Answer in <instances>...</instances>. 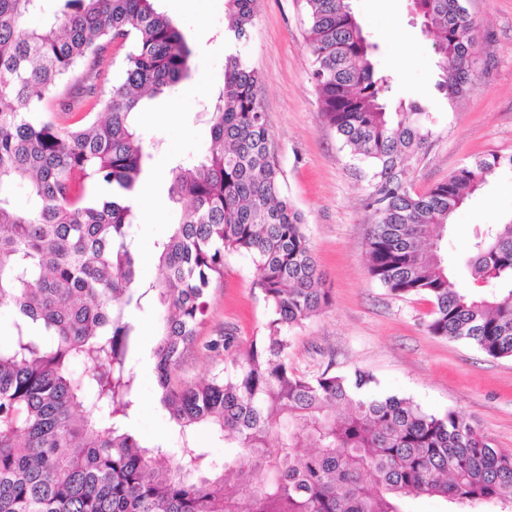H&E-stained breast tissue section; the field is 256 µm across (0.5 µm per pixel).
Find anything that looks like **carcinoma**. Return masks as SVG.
Masks as SVG:
<instances>
[{
	"mask_svg": "<svg viewBox=\"0 0 512 512\" xmlns=\"http://www.w3.org/2000/svg\"><path fill=\"white\" fill-rule=\"evenodd\" d=\"M37 2L0 0V306L14 312L0 341V512H411L424 496L449 512L485 503L512 512V453L460 412L437 416L408 398L376 396L359 370L308 376L288 364V330L328 306L330 293L302 214L282 193L262 76L239 50L254 0H225L231 49L210 143L172 168L181 214L155 245L160 278L149 284L126 204L150 158L136 116L145 99L189 78L192 51L154 0H64L34 28ZM301 2L324 118L372 172L370 277L428 297L431 334L512 357V217L477 232L462 260L487 289L458 287L442 252L454 213L512 170V156L487 153L415 192L404 162L427 137L430 107L388 111L386 79L350 0ZM417 7L439 55L438 90L452 97L469 83L478 23L462 0ZM114 47L124 56L107 91L101 77ZM229 253L258 271L265 332L244 348L227 334L206 342L216 356L235 352L232 370L181 384L177 369ZM146 304L161 309L155 372L182 439L172 454L127 431L138 396L132 311ZM200 426L239 449L221 475L195 445Z\"/></svg>",
	"mask_w": 512,
	"mask_h": 512,
	"instance_id": "1",
	"label": "carcinoma"
}]
</instances>
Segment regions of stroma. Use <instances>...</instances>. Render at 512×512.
Returning a JSON list of instances; mask_svg holds the SVG:
<instances>
[{"instance_id":"35a3bbf8","label":"stroma","mask_w":512,"mask_h":512,"mask_svg":"<svg viewBox=\"0 0 512 512\" xmlns=\"http://www.w3.org/2000/svg\"><path fill=\"white\" fill-rule=\"evenodd\" d=\"M183 31L191 68L206 67L210 82L189 99L174 90L149 100L138 128L150 155L147 176L159 199L136 214L140 276L160 272L154 244L176 223L179 205L169 198L170 170L203 154L210 142L207 110L224 82V0H156ZM369 42L378 74L388 76L391 101L432 105L429 135L405 163L414 191L425 192L484 153L512 155V0H467L479 24L471 87L448 98L436 88L437 54L412 0H351ZM256 23L240 51L263 78L261 99L282 191L301 212L331 302L290 330L289 363L299 372H368L381 395L411 398L424 411L463 413L493 446L512 450V359L486 356L462 341L432 335L431 306L420 296H397L371 279L366 268L371 214L364 206L370 186L366 163L354 159L324 121L311 80L314 58L304 40L298 0H255ZM512 218V172L495 178L454 215L444 242L449 257L465 252L474 234ZM250 258L226 255L224 278L212 288L211 309L198 346L188 352L178 377L186 383L230 366L214 359L203 342L232 333L240 345L261 335L268 320L264 295ZM132 364L138 374V413L131 429L143 442L180 447L160 388L152 352L159 313L136 312Z\"/></svg>"}]
</instances>
